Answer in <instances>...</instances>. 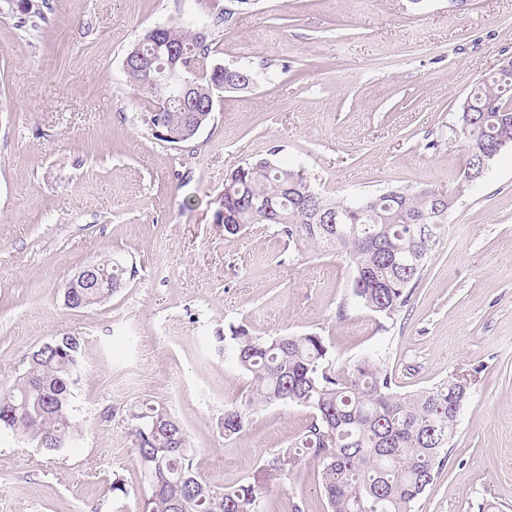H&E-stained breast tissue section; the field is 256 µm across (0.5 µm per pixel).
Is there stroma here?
Returning a JSON list of instances; mask_svg holds the SVG:
<instances>
[{
  "instance_id": "obj_1",
  "label": "stroma",
  "mask_w": 512,
  "mask_h": 512,
  "mask_svg": "<svg viewBox=\"0 0 512 512\" xmlns=\"http://www.w3.org/2000/svg\"><path fill=\"white\" fill-rule=\"evenodd\" d=\"M0 0V394L30 354L78 337L69 451L0 432V512H135L151 494L132 410L182 423L201 477L234 486L293 442L310 409L258 406L227 439L217 423L248 375L221 335L316 333L337 366L384 354L401 391L471 374L445 467L415 512H512V151L448 216L409 304L385 317L358 304L345 256L295 262L276 225L224 234V179L274 156L325 196L391 187L448 190L465 164L456 111L512 56V0ZM205 27L210 62L251 65L188 142L156 139L123 59L169 21ZM125 284L84 309L67 284L100 259ZM307 461L260 512H327ZM131 500L113 502L114 478Z\"/></svg>"
}]
</instances>
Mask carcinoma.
<instances>
[{
    "label": "carcinoma",
    "mask_w": 512,
    "mask_h": 512,
    "mask_svg": "<svg viewBox=\"0 0 512 512\" xmlns=\"http://www.w3.org/2000/svg\"><path fill=\"white\" fill-rule=\"evenodd\" d=\"M131 46L145 58H163L174 48L205 66L192 76L197 110L213 112L209 92L218 81L225 91L254 84L247 64L222 73L206 66L212 47L205 29L191 31L178 23L159 26ZM130 86L148 102H157L146 74H126ZM190 112L176 102L164 113L168 125L183 128ZM457 121L469 142L464 168L449 192L387 189L357 201L316 193L298 166L260 158L237 167L224 183V211L234 224L224 234L236 236L250 224H275L298 255L336 251L352 269V293L365 308L391 317L407 306L430 261L443 225L429 216V199L440 195L453 207L483 163L489 165L512 148V65L497 69L473 87L461 104ZM250 198H270L266 219L248 208ZM331 205L349 212L345 224H319L317 212ZM224 347L251 381V393L224 407L219 422L224 438L242 432L257 406L295 404L312 411L298 439L268 456L252 477L233 487L213 484L198 474L181 422L167 409L146 404L133 414L134 434L151 495L142 512H257L267 490L292 479L303 461L321 466L319 487L329 512H415L448 459L458 417L470 396L468 375L448 379L414 393H401L386 358L369 354L348 368L331 361L317 334L264 338L243 326L229 327ZM79 339L31 356L29 368L0 405L16 408L17 421L0 425L26 435L54 453L70 447L78 424L74 409V375L80 365Z\"/></svg>",
    "instance_id": "1"
}]
</instances>
